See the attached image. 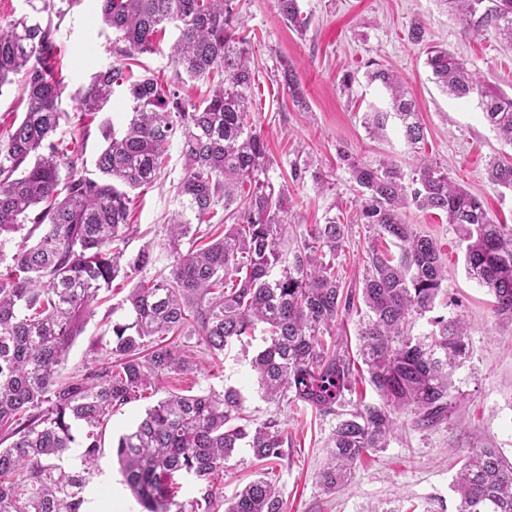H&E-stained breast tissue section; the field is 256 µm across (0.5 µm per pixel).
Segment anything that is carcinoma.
I'll use <instances>...</instances> for the list:
<instances>
[{"label":"carcinoma","mask_w":512,"mask_h":512,"mask_svg":"<svg viewBox=\"0 0 512 512\" xmlns=\"http://www.w3.org/2000/svg\"><path fill=\"white\" fill-rule=\"evenodd\" d=\"M40 2L31 0V12L0 25V90L18 81L27 100L24 116L0 132V264L3 246L26 231L0 269V512H83V488L100 452L93 429L160 377L196 369L175 343L186 333L200 337L215 358L263 327L265 347L251 367L264 399L336 418L318 475L327 493L349 480L367 452L388 446L403 415L423 427L447 422L460 400L452 377L468 353L466 322L458 312L435 314L447 269L433 239L415 232L404 212L437 211L458 228L468 274L492 293L498 319L512 323V234L491 220L483 201L423 159L408 176L392 162L372 166L339 151L358 187L360 223L400 249L394 257L369 247L359 291L344 288L332 259L353 225L334 214L312 234H298L289 220L288 185L274 192L261 179L269 158L247 123L254 73L239 0H99L120 62L94 73L79 91L82 112L99 110L113 87L126 84L123 60L158 50L163 24L178 31L169 53L177 74L223 78L198 102L152 75L129 84L133 116L119 135L103 127L107 146L89 177L80 152L56 137L63 87L53 29L42 18L55 3ZM438 2L464 32L512 43V0ZM278 9L288 26L307 30L299 0H278ZM425 65L442 92L477 98L490 128L512 145V97L489 90L445 48H430ZM283 79L293 105L309 109L292 67H283ZM368 79L391 95L390 109L366 116L368 127L382 130L393 117L417 148L425 128L404 80L381 66ZM178 132L185 175L177 186L180 210L167 228L170 276L142 279L130 290L127 320L112 323L106 342L110 367L59 383V368L100 291L154 262L153 249L128 255L118 242L130 230L129 193L155 182ZM487 175L493 186L512 190V160L491 161ZM221 199L224 236L199 248V225ZM428 313L430 331L412 335L416 319ZM353 314L360 316L359 356L376 402L346 400L355 361L342 347L319 346V337ZM76 427L87 429L77 471L64 467ZM283 446L275 422L250 424L241 393L227 387L222 395L171 393L159 400L119 436L115 456L145 512H212L224 462L241 448L269 462L283 456ZM183 477L198 486L187 503L173 492ZM452 489L456 512H512V461L496 448H471ZM225 512H283L282 495L261 473Z\"/></svg>","instance_id":"cac0c4a2"}]
</instances>
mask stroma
<instances>
[{"mask_svg": "<svg viewBox=\"0 0 512 512\" xmlns=\"http://www.w3.org/2000/svg\"><path fill=\"white\" fill-rule=\"evenodd\" d=\"M310 18L305 33L288 29L277 0H240V16L251 34L255 64V87L248 124L266 140L271 163L266 179L280 186L295 160H306L312 170L323 173L322 182L305 178L293 186L294 205L290 221L297 231L310 232L337 212L354 214L352 175L338 157L346 149L357 160L378 164L386 159L404 172H412L417 153L410 149L396 120H389L382 135H374L364 123L370 105H384L386 93L369 82L371 63L402 74L417 105L425 128L422 154L451 179L479 196L489 217L512 231V192L492 186L486 175L490 160L512 155V146L501 141L485 122L473 100H456L443 94L431 80L425 65L428 46L438 45L463 58L490 90L512 96V46L493 36L464 34L454 16L437 0H299ZM60 48L56 67L65 90L62 108L68 118L61 127L67 139L77 142L86 172H94V161L105 146L103 122L123 129L132 117V100L126 87L115 88L100 111L83 114L76 94L96 71L115 63L114 37L99 20L97 0H77L62 12L51 14ZM425 28L423 42L409 40L412 22ZM177 37L173 25L159 36V50L132 61L130 74L158 76L179 84L182 95L205 98V81L180 82L168 55ZM295 67L309 103L308 111L294 107L281 78L283 64ZM351 71L356 82L351 94L339 86L342 73ZM184 175L181 140L173 138L165 164L152 186L136 190L126 237L127 253L152 247L156 261L144 270L145 278L160 280L170 274L167 226L178 209L175 188ZM405 220L414 230L432 238L448 269L442 288L449 300L466 315L469 352L456 370L453 382L460 402L450 420L434 428L417 427L405 418L398 435L387 448L365 457L350 481L334 493H324L318 474L326 458V441L334 419L322 418L293 402L265 401L250 367L261 340L234 344L224 356L211 358L198 337H179L191 350L198 368L189 375H166L158 390L113 410L98 427L101 447L98 468L84 488L88 512H142L140 505L119 482L113 448L120 434L133 426L147 408L167 392L189 390L196 394H220L237 388L247 415L255 423L276 421L285 439L282 459L268 469L281 491L284 512H366L368 506H397L406 498L420 512H455L453 479L467 449L496 448L512 459V324L499 321L493 311L494 298L468 274L460 233L444 217L409 209ZM398 253L390 240L374 237L365 225L354 234L336 260V271L345 285L359 284L369 246ZM137 283L136 278L116 279L102 290L92 318L76 337L62 371L63 376L83 373L89 367L112 363L105 343L112 335V307L121 303ZM260 466L248 449H240L218 477L214 512L253 480Z\"/></svg>", "mask_w": 512, "mask_h": 512, "instance_id": "stroma-1", "label": "stroma"}]
</instances>
